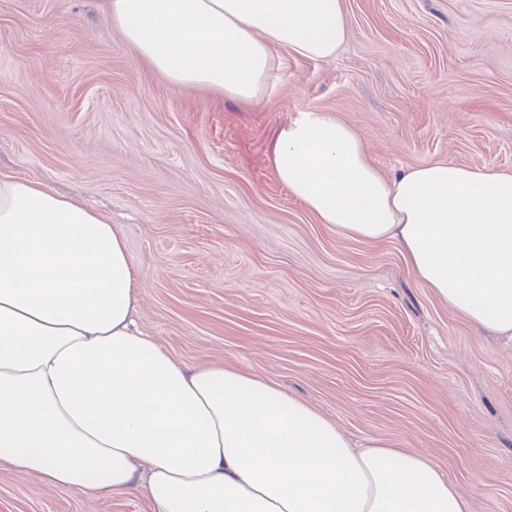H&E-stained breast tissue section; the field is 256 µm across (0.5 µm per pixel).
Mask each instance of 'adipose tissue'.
<instances>
[{
    "label": "adipose tissue",
    "mask_w": 512,
    "mask_h": 512,
    "mask_svg": "<svg viewBox=\"0 0 512 512\" xmlns=\"http://www.w3.org/2000/svg\"><path fill=\"white\" fill-rule=\"evenodd\" d=\"M124 42L177 84L253 102L283 54L336 55L342 0H105ZM278 180L344 238L397 244L413 277L512 343V169L433 161L385 177L359 131L305 113ZM116 225L0 173V462L49 490L142 491L151 512H471L423 452L355 444L268 378L175 361L135 327Z\"/></svg>",
    "instance_id": "adipose-tissue-1"
}]
</instances>
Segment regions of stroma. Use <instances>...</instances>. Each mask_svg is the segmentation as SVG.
<instances>
[{"label":"stroma","mask_w":512,"mask_h":512,"mask_svg":"<svg viewBox=\"0 0 512 512\" xmlns=\"http://www.w3.org/2000/svg\"><path fill=\"white\" fill-rule=\"evenodd\" d=\"M336 57H285L257 103L178 85L101 0H0V170L123 233L139 328L187 364L267 376L346 433L424 451L472 504L512 512V347L344 239L276 177V132L338 113L385 176L512 168V0H343ZM0 512H150L45 491L0 464Z\"/></svg>","instance_id":"stroma-1"}]
</instances>
